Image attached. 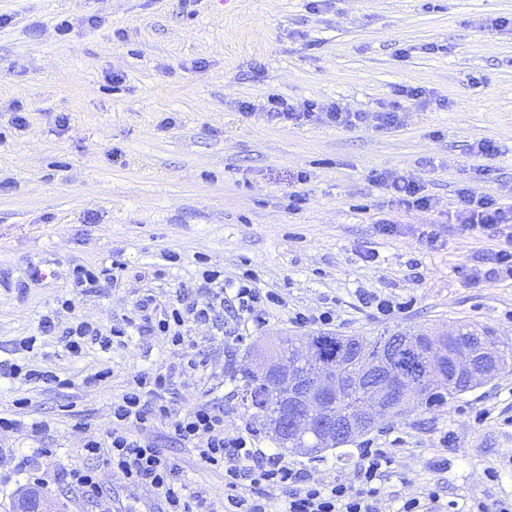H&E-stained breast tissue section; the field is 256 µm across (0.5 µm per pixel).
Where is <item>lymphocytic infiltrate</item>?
<instances>
[{
  "mask_svg": "<svg viewBox=\"0 0 512 512\" xmlns=\"http://www.w3.org/2000/svg\"><path fill=\"white\" fill-rule=\"evenodd\" d=\"M262 110L271 119L296 125L324 122L349 129L371 119L376 128L389 129L402 121L400 112L393 108L368 114L351 111L339 102L325 107L313 101L294 105L275 95L267 97ZM373 180L405 207L426 209L431 205L417 179L381 172L374 174ZM456 219L472 231L494 230L502 239L498 249L474 257L469 268L471 281L512 278V205L467 194ZM120 279V274L107 265L76 264L71 268V293L57 300L59 309L73 316L64 330L65 347L71 355L80 356L92 345L106 352L114 341L133 335L164 336L173 346L184 348L188 323L209 322L223 308L238 318L252 312L257 304L278 301L276 293H264L246 284L227 291L223 270L205 268L195 278L197 299H189L180 290L160 302L146 292L136 303L135 317L111 326L75 318L76 296L98 283L113 285ZM175 371L167 368L133 376L111 404L110 429L102 436L86 439L81 446L86 466L63 468L54 473V482L94 500L99 512H112V495L102 479L103 470L108 469L121 474L127 487L151 486L159 512H219L203 492L189 487L178 466L161 448L132 432L133 427L144 428L158 421L206 468L223 474L224 509L220 512H267V502L277 491L287 495L283 512H384L381 481L390 461L386 449H361L357 485L313 481L304 470L288 464L280 453L256 448L250 435L240 431L225 433L223 406L205 402L188 410L176 407L171 397Z\"/></svg>",
  "mask_w": 512,
  "mask_h": 512,
  "instance_id": "f902f5d3",
  "label": "lymphocytic infiltrate"
}]
</instances>
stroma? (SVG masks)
<instances>
[{"instance_id":"35a3bbf8","label":"stroma","mask_w":512,"mask_h":512,"mask_svg":"<svg viewBox=\"0 0 512 512\" xmlns=\"http://www.w3.org/2000/svg\"><path fill=\"white\" fill-rule=\"evenodd\" d=\"M115 73L122 82H112ZM399 84L422 87L427 100L407 104L391 130L242 112L243 103L275 94L372 113ZM484 139L497 155L477 156ZM376 170L421 179L431 208L399 204L372 182ZM462 188L512 204V0H0V269L41 271L25 297L0 286V359L22 355L69 381L0 384V411L21 400L26 421L49 423L51 453L35 460L49 474L82 464V438L107 428L127 379L172 367L179 407L223 404L228 430H252L257 447L271 448L244 408L242 376L272 338L475 324L512 346V279L465 277L472 257L499 239L455 223ZM383 221L396 232L380 233ZM430 225L439 235L432 247L419 237ZM368 251L374 261H364ZM112 262L124 268L121 283L79 297L74 314H57L73 265ZM205 267L223 270L229 285L251 274L281 302L267 307L259 328L226 312L191 325L204 370L178 371L182 352L163 336L78 358L66 352L59 331L72 317L120 322L135 316L143 289L167 300ZM368 294L393 301L395 311L377 314L363 301ZM327 309L330 324L295 320ZM46 315L57 330L43 336ZM28 336L37 343L21 350ZM103 363L111 376L86 384ZM140 435L164 448L193 488L223 502V476L164 424ZM369 443L391 452L389 512L426 489L439 493V512H468L476 500L512 512V373L324 456L285 459L320 482L352 484ZM29 444L23 432L0 435V512L33 485L12 459Z\"/></svg>"}]
</instances>
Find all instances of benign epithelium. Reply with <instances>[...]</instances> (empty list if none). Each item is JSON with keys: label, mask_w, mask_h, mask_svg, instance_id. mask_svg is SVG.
<instances>
[{"label": "benign epithelium", "mask_w": 512, "mask_h": 512, "mask_svg": "<svg viewBox=\"0 0 512 512\" xmlns=\"http://www.w3.org/2000/svg\"><path fill=\"white\" fill-rule=\"evenodd\" d=\"M480 351L463 350L451 355L445 341L439 340L423 348L415 338L408 336L395 347L371 361L367 372L357 381L366 390L362 407L354 413L336 412V392L340 381L336 371L318 360V345L307 339L301 343L302 363L314 368L312 379L302 376L297 363L284 353H265L255 359L253 372L275 386L283 397L274 418L259 413L266 425L279 433L295 438L315 437L322 446H332L344 438L361 433L363 420L388 418L382 405L403 391L405 377L417 375L424 366L444 372L453 365L455 373L464 374L468 384L474 385L493 377L491 360L493 350L479 343ZM15 512H55L53 505L38 492L30 494L18 504Z\"/></svg>", "instance_id": "benign-epithelium-1"}]
</instances>
